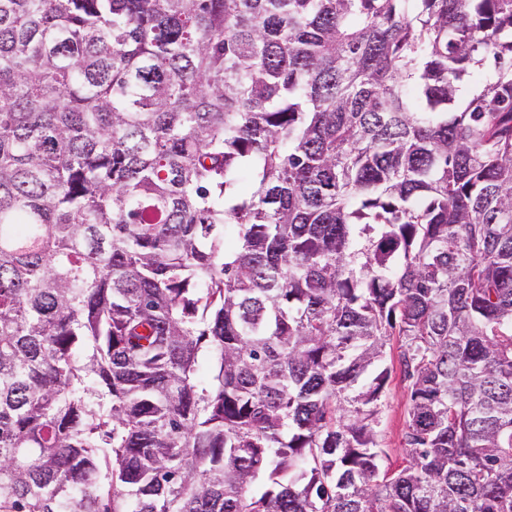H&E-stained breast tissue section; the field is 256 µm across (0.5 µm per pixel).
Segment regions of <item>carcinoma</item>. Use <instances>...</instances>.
<instances>
[{
    "label": "carcinoma",
    "mask_w": 512,
    "mask_h": 512,
    "mask_svg": "<svg viewBox=\"0 0 512 512\" xmlns=\"http://www.w3.org/2000/svg\"><path fill=\"white\" fill-rule=\"evenodd\" d=\"M0 512H512V0H0ZM400 343L397 336L386 347L384 366L388 367V380L382 397L377 440L381 454L382 473L389 474L403 468L407 459L406 432L408 425V381L400 361Z\"/></svg>",
    "instance_id": "carcinoma-1"
}]
</instances>
